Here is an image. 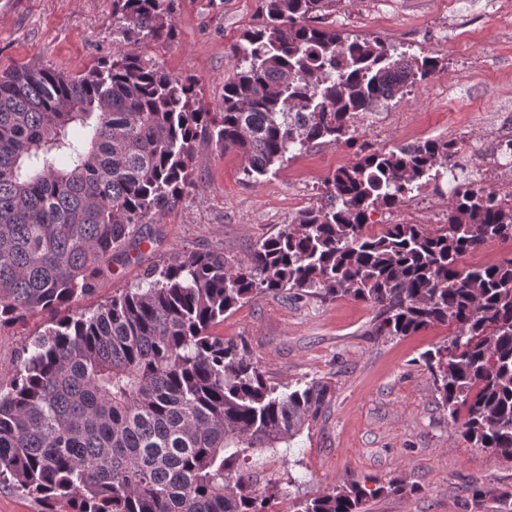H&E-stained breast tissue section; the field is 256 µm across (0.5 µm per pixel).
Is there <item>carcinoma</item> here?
I'll return each instance as SVG.
<instances>
[{
	"label": "carcinoma",
	"instance_id": "1",
	"mask_svg": "<svg viewBox=\"0 0 512 512\" xmlns=\"http://www.w3.org/2000/svg\"><path fill=\"white\" fill-rule=\"evenodd\" d=\"M173 2L124 0L125 48L81 74L0 76V327L49 317L0 389V485L44 512H269L296 478L260 480L259 463L289 462L332 393L323 380L280 392L212 333L270 292L362 301L378 336L454 326L423 355L441 405L472 447L512 460V257L462 263L512 240V207L458 182L440 228L364 232L428 176L455 174L452 141L364 153L245 260L193 252L146 268L141 285L94 310L61 315L131 261V243L152 240L147 225L193 186L200 135L264 176L289 153L354 141L358 115L443 69L324 25L339 0H262L213 112L191 79L142 51L174 37ZM400 491L339 484L296 512H365L367 498ZM512 241H494L484 245L473 254H468L463 258L467 265L485 264L497 262L505 257H511Z\"/></svg>",
	"mask_w": 512,
	"mask_h": 512
}]
</instances>
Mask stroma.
Segmentation results:
<instances>
[{"mask_svg": "<svg viewBox=\"0 0 512 512\" xmlns=\"http://www.w3.org/2000/svg\"><path fill=\"white\" fill-rule=\"evenodd\" d=\"M261 0H176L175 36L145 51L176 75H190L203 104L218 111L224 81L236 64L233 44L259 21ZM512 0H339L327 23L349 37H370L388 48L442 58L444 70L404 96L361 115L352 143L310 146L248 177L245 158L197 142L195 184L152 225L138 262L116 266L80 309L136 286L147 266L189 252L220 250L246 259L256 243L316 204L326 178L361 150L386 152L419 140L464 144L459 178L488 188L485 155L502 123L512 120V30L500 17ZM119 0H0V74L46 66L75 74L112 55ZM448 181L415 206L401 204L382 222L418 221L434 230L448 214ZM374 309L349 297L269 293L224 316L216 335L245 350L280 387L329 381L333 396L309 432L298 436L289 464L300 482L273 501L274 512L314 498L336 484L370 479L400 482L402 492L367 500V512H512V462L469 447L440 404L423 354L447 342L451 327L410 336H379ZM45 317L0 328V385L9 386L21 345ZM480 480L489 496L468 491ZM510 499H501V492Z\"/></svg>", "mask_w": 512, "mask_h": 512, "instance_id": "35a3bbf8", "label": "stroma"}]
</instances>
